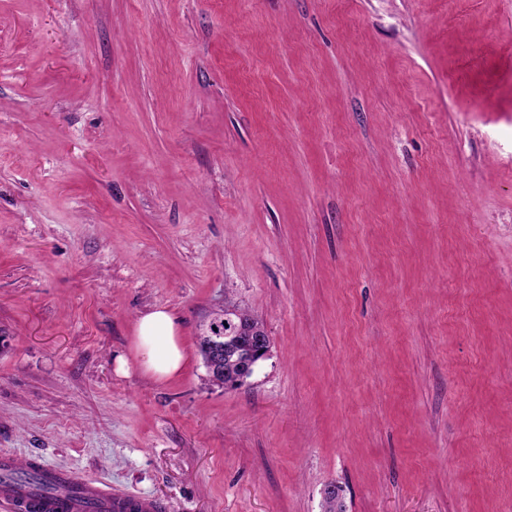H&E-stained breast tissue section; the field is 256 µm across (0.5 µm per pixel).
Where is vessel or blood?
Segmentation results:
<instances>
[{"instance_id": "b4317fda", "label": "vessel or blood", "mask_w": 512, "mask_h": 512, "mask_svg": "<svg viewBox=\"0 0 512 512\" xmlns=\"http://www.w3.org/2000/svg\"><path fill=\"white\" fill-rule=\"evenodd\" d=\"M27 468L36 470L43 486L36 489L10 480L16 469L14 456L0 454V501L14 512H162L154 498L112 491L92 482H76L66 471L41 465L30 459Z\"/></svg>"}]
</instances>
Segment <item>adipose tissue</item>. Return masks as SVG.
<instances>
[{
	"mask_svg": "<svg viewBox=\"0 0 512 512\" xmlns=\"http://www.w3.org/2000/svg\"><path fill=\"white\" fill-rule=\"evenodd\" d=\"M134 351L139 367L155 380L164 381L180 373L188 362V354L177 315L159 307L140 316Z\"/></svg>",
	"mask_w": 512,
	"mask_h": 512,
	"instance_id": "obj_1",
	"label": "adipose tissue"
}]
</instances>
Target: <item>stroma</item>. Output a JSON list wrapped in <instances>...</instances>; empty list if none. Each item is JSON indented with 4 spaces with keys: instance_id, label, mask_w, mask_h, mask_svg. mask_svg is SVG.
<instances>
[{
    "instance_id": "35a3bbf8",
    "label": "stroma",
    "mask_w": 512,
    "mask_h": 512,
    "mask_svg": "<svg viewBox=\"0 0 512 512\" xmlns=\"http://www.w3.org/2000/svg\"><path fill=\"white\" fill-rule=\"evenodd\" d=\"M454 9L0 0V453L163 512H512V0ZM228 295L271 340L234 390ZM225 316L230 317L232 320H224V333L223 330L209 323L207 331L203 334L208 339L211 347L206 354L205 368L209 378L215 379L216 377L224 376L222 383L225 387V384L233 383L235 378L242 372L243 367H245V361L232 351L241 352L246 350L252 362L249 368L237 380L239 388L247 383V380L253 375L260 362L267 358L270 351V338L268 335L262 336V334L251 333L247 336L256 337L249 344H243L242 341L237 339L232 340V337L235 335L224 336L225 332H231L236 328L238 333V328L240 329L241 326L258 330L262 328L265 331L263 322L257 315L248 308L240 307L226 296L224 298V310L216 313L212 320H220ZM214 328H217V331H214ZM225 342H228L226 349L228 352H231L226 355H224ZM135 357L139 367L155 380L176 376L188 362L180 322L170 309L159 307L136 322Z\"/></svg>"
}]
</instances>
